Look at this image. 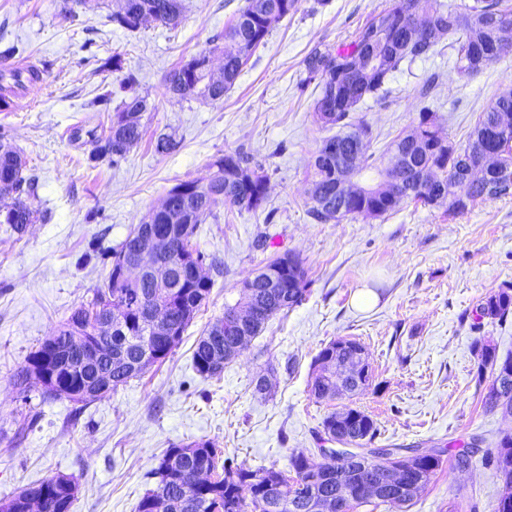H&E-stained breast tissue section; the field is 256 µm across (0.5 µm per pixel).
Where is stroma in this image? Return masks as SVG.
I'll return each mask as SVG.
<instances>
[{"instance_id": "obj_1", "label": "stroma", "mask_w": 512, "mask_h": 512, "mask_svg": "<svg viewBox=\"0 0 512 512\" xmlns=\"http://www.w3.org/2000/svg\"><path fill=\"white\" fill-rule=\"evenodd\" d=\"M118 0H83L78 19L60 0H0V47L17 46L16 66L42 74L0 111V142L25 162L38 183L41 216L23 235L0 227V502L55 475L80 486L71 512H137L168 448L210 440L222 458L250 469L287 470L296 448H318L322 422L351 406L370 415L376 445L443 450V466L406 512H447L456 489H475L479 512H492L503 483L480 461L458 467V454L493 448L512 433V414L485 411L476 341L512 354V315L475 322L473 309L512 286V195L457 213L447 205L408 201L381 216L319 224L308 196L312 163L334 131L316 123V86L300 89L303 60L315 46L349 42L389 0H298L243 67L219 102L181 98L165 89L172 68L211 46L245 0H183L177 27L150 23L129 32L112 25ZM459 43L444 36L429 58L403 62L382 99L355 109L369 127L367 153L389 162L388 144L409 131L420 110L434 113L441 136L466 143L478 116L512 93V54L467 76L454 67ZM121 55L122 70L104 68ZM135 90L153 103L145 135L119 164L88 158L69 129L108 127L93 100ZM436 81L427 96L419 88ZM171 133L179 150H154ZM247 150L266 159V211L224 205L197 227L196 248L214 287L164 362L89 404L20 393L17 371L55 327L102 286L115 248L142 217L183 181L206 182L212 162ZM265 246H258V239ZM292 252L308 271L302 303L271 318L226 364L220 377L200 376L194 346L238 299V286L276 256ZM362 288L377 295L356 307ZM348 338L366 349L373 380L352 399L310 397L312 364L329 342ZM268 376L270 395L256 392ZM485 441L474 444L476 436Z\"/></svg>"}]
</instances>
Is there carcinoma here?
Wrapping results in <instances>:
<instances>
[{"instance_id": "cac0c4a2", "label": "carcinoma", "mask_w": 512, "mask_h": 512, "mask_svg": "<svg viewBox=\"0 0 512 512\" xmlns=\"http://www.w3.org/2000/svg\"><path fill=\"white\" fill-rule=\"evenodd\" d=\"M297 0H245L231 24L224 33L217 36L222 44L209 51H202L188 61L170 70L165 76L166 90L182 98L202 97L210 101L224 99V92L237 80L251 54L265 44L275 26L296 10ZM182 13V0H120L118 9L109 15V21L129 32L138 30L144 23L153 21L164 26L178 25ZM458 7L445 0H390L387 8L371 18L356 33L353 40L336 47H314L303 61L305 78L302 86L311 83L320 88L314 102V119L323 126H338L342 131L323 141L348 143L353 138L370 135L368 126L352 121L351 112L367 98H377L384 91L388 79L404 61L428 58L435 53L440 36L451 32H462L456 58V69L462 74H474L512 52V43L503 33L512 30V5L509 0H474L468 7L466 20H460ZM419 20L427 21L435 30V36L424 38L416 35L414 25ZM219 51L224 57L222 78L215 79L205 65L211 54ZM41 80L40 71L19 67L0 69V110L10 108L9 94L16 87L35 85ZM136 76L126 77L129 94L122 98L112 114L110 125L103 131L86 130L75 126L70 139L90 145L89 159H108L118 164L126 158L143 136V116L154 109L148 98L135 92ZM512 115V94L500 96L483 112L469 135L467 144L457 145L451 140L439 142L435 119L426 109L420 111L419 121L406 134L397 137L390 146L394 154L410 155L404 181L416 185V189L397 196L378 192L363 195L358 186H349L346 198H336V156L317 150L311 183L315 189L323 190L325 196L316 201L309 210L311 217L327 224L336 220V204L346 205L345 216L361 214L380 216L398 208L404 201L411 200L425 205L444 202L455 212L462 213L474 203L485 198H499L512 194V146L506 139H492L490 129L502 119V113ZM483 141L488 148L499 155V172L487 176V172L473 159L469 150L476 141ZM213 172L209 180L200 184L183 181L168 190V207L164 210H150L132 230L120 247L112 252L111 263H116L126 251L137 246L138 232L152 225L164 224L172 234V257L180 262L203 261L205 256L194 248L197 224L202 218L220 205H230L239 210L258 211L267 200L268 174L264 164L251 154L228 153L212 162ZM189 190L186 207H196L195 198L206 200L200 212L187 214L181 207L179 189ZM36 186L31 178L23 176L21 156L10 146L0 143V224L16 234H21L37 219L38 210L32 206ZM301 288H254L240 291V299L224 308V316L208 326L193 351V365L203 377L218 376L223 369L214 366V350L208 341L217 326L223 334L254 337L275 315L299 305L305 297L309 284L308 271L302 269ZM214 282L208 274L195 278L182 288L160 296L157 289L148 284L140 286L115 280L107 273L103 285L96 289L91 302L75 307L69 316L55 329L60 336H87L94 323L108 315L131 296H142L143 302L150 303L158 298L169 301L173 308L171 320L174 334L181 337L210 295ZM257 308L262 314L238 323L231 319L234 309ZM477 318L489 317L503 321L512 313V289L501 288L491 293L475 310ZM481 363L478 379H483L484 370L491 371L492 382L483 402L484 407L493 411L500 407L512 408V374L499 371L501 363L512 366V355L498 357L496 348L488 344H477ZM363 345L356 340L346 341L341 351H336L332 341L319 352L316 361L322 362L320 369L312 373L309 383L310 394L318 401H333L341 396L336 389V370L341 367L357 375L367 384L372 383L373 374L369 364L359 355ZM121 351L127 362L138 360L143 354L142 341L124 339L120 333H112V351ZM42 394L59 398L55 391L59 384L75 389L81 383L77 376L65 371L57 374V383L38 379ZM345 423L353 434L366 439V445L373 444L378 428L366 413L346 407ZM383 449L372 448L370 456L354 462L338 456L326 463L331 471L324 479L310 470L309 450L297 448L289 455V469L293 471L294 486L284 483V474L272 467L249 469L224 467V477L202 485L192 507L182 499L178 475L190 476L198 469L215 470L218 452L213 443L200 438L185 444L175 445L165 456H176V469L168 472L162 466L151 471L155 479L152 488L140 499L137 512H212L220 506L222 512H314L309 506L308 496L329 497L336 491V476L360 486L372 488L371 495L354 501L341 509L352 512L353 506L372 503L400 510L408 506L425 487L431 477L443 464V452L436 451L410 459L412 466L407 473L403 491L389 490L381 484L380 473L391 464L382 455ZM482 461L493 464L503 479L504 492L499 501L512 502V438L500 439L495 450L488 451ZM78 483L65 475L48 478L37 485L28 487L13 496L7 503L13 512H24L23 501L31 493L44 495V512H70L76 494L73 488ZM448 512H477L474 493L460 488L451 499Z\"/></svg>"}]
</instances>
